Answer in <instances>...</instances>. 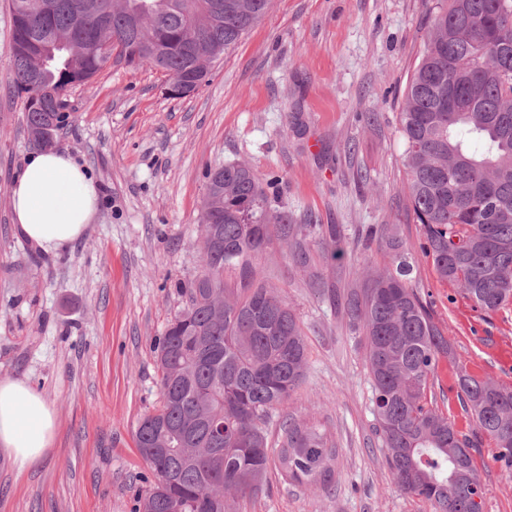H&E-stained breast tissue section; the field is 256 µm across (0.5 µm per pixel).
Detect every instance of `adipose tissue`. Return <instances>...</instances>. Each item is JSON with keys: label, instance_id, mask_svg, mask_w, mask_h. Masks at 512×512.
<instances>
[{"label": "adipose tissue", "instance_id": "adipose-tissue-1", "mask_svg": "<svg viewBox=\"0 0 512 512\" xmlns=\"http://www.w3.org/2000/svg\"><path fill=\"white\" fill-rule=\"evenodd\" d=\"M99 192L68 154L31 153L15 177L10 207L20 235L54 253L78 240L95 213ZM54 411L44 396L22 379H0V447L23 471L51 447Z\"/></svg>", "mask_w": 512, "mask_h": 512}]
</instances>
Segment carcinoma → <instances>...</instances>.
Segmentation results:
<instances>
[{
    "label": "carcinoma",
    "instance_id": "carcinoma-1",
    "mask_svg": "<svg viewBox=\"0 0 512 512\" xmlns=\"http://www.w3.org/2000/svg\"><path fill=\"white\" fill-rule=\"evenodd\" d=\"M271 0H8L13 82L26 94L31 137H51L65 121L68 90L106 66L103 52L172 78L197 72L200 48L223 56L270 9ZM54 32L46 42L43 29ZM400 133L406 195L421 224L422 253L440 279L486 312L512 304V0H438L428 40L410 76ZM241 162L208 181L216 241L200 270L176 283L186 303L155 345L160 405L137 426L136 444L153 481L136 512H232L255 493L270 463L303 486H327L337 448L310 419L272 412L306 375V343L296 315L259 278L258 260L278 241L295 265L313 269L311 239L325 255L337 225L293 224L270 206L269 189ZM366 238L388 245L381 270L355 260L365 278L347 310L362 327L386 461L402 491L430 512H482L483 486L472 451L491 438L512 471V388L467 373L456 377L461 410L476 430L461 432L428 406L429 383L448 339L411 285L413 266L395 228ZM277 448L270 458L269 447Z\"/></svg>",
    "mask_w": 512,
    "mask_h": 512
}]
</instances>
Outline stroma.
Wrapping results in <instances>:
<instances>
[{
  "label": "stroma",
  "instance_id": "obj_1",
  "mask_svg": "<svg viewBox=\"0 0 512 512\" xmlns=\"http://www.w3.org/2000/svg\"><path fill=\"white\" fill-rule=\"evenodd\" d=\"M435 0H272L267 14L186 97L168 74L111 63L71 89L55 144L87 170L100 202L83 235L49 255L16 230L9 191L33 152L26 96L11 76L12 18L0 0V379L22 378L52 405L56 437L17 471L0 451V512H135L149 467L135 431L160 403L154 344L185 300L177 281L200 266L198 216L206 174L230 161L261 179L296 224H335L343 258L313 260L328 292L280 248L259 262L305 334L307 370L274 414L312 418L339 455L333 483L299 488L270 470L235 512H427L398 488L376 430L365 336L348 315L354 258L386 259L369 225H396L413 257L411 284L451 344L433 394L469 433L457 373L512 386V305L487 313L441 281L401 190L400 112L423 52ZM490 438L474 453L482 512H512V475Z\"/></svg>",
  "mask_w": 512,
  "mask_h": 512
}]
</instances>
